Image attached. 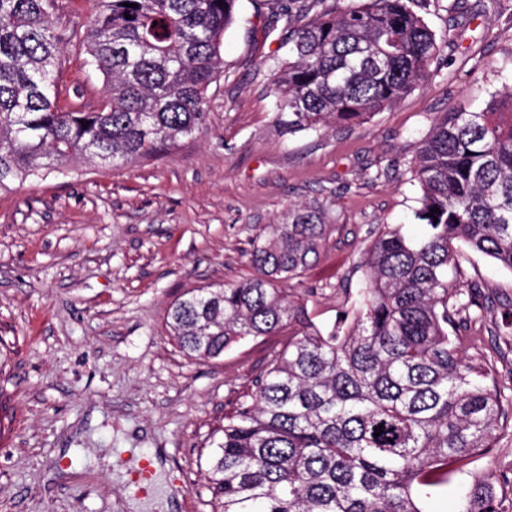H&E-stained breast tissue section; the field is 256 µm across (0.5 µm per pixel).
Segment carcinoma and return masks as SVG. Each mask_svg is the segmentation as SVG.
Wrapping results in <instances>:
<instances>
[{
	"label": "carcinoma",
	"mask_w": 512,
	"mask_h": 512,
	"mask_svg": "<svg viewBox=\"0 0 512 512\" xmlns=\"http://www.w3.org/2000/svg\"><path fill=\"white\" fill-rule=\"evenodd\" d=\"M100 2L83 45L105 102L85 112L59 105L56 0H0V191L76 156L114 167L159 157L206 128L237 0ZM420 4L358 0L303 25L283 13L286 56L269 60L288 131L363 123L424 81L439 45ZM409 169L426 232L378 229L331 327L312 320L308 295L283 287L333 232L318 202L256 236L248 277L170 306L168 330L191 358L250 336L287 337L208 457L221 512H424L423 499L493 447L512 394L461 355L460 328L486 307L472 290L452 291L448 273L459 242L512 270V89L479 112L437 118ZM467 476L459 512H501L493 476Z\"/></svg>",
	"instance_id": "1"
}]
</instances>
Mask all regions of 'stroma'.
<instances>
[{"label":"stroma","mask_w":512,"mask_h":512,"mask_svg":"<svg viewBox=\"0 0 512 512\" xmlns=\"http://www.w3.org/2000/svg\"><path fill=\"white\" fill-rule=\"evenodd\" d=\"M295 0H238L221 76L207 92L206 131L168 155L112 169L83 158L0 192V512H127L129 471L161 464L145 512H218L207 459L239 396L280 336L247 339L219 357L183 355L166 326L184 293L250 274V241L293 203H330L338 221L296 291L332 324L346 281L381 224L421 235L420 187L409 169L434 117L478 111L512 87V0H428L439 51L429 76L393 107L354 126L288 132L271 94L268 57ZM61 106L94 111L99 75L78 38L97 0H58ZM458 289L478 284L485 318L460 339L466 360L512 382V270L459 247ZM474 466L512 470V415Z\"/></svg>","instance_id":"stroma-1"}]
</instances>
